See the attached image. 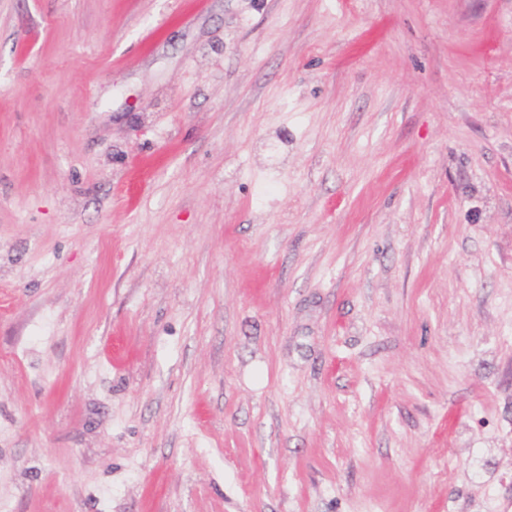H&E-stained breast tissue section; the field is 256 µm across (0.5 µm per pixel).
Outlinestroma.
Masks as SVG:
<instances>
[{
	"mask_svg": "<svg viewBox=\"0 0 512 512\" xmlns=\"http://www.w3.org/2000/svg\"><path fill=\"white\" fill-rule=\"evenodd\" d=\"M0 512H512V0H0Z\"/></svg>",
	"mask_w": 512,
	"mask_h": 512,
	"instance_id": "stroma-1",
	"label": "stroma"
}]
</instances>
